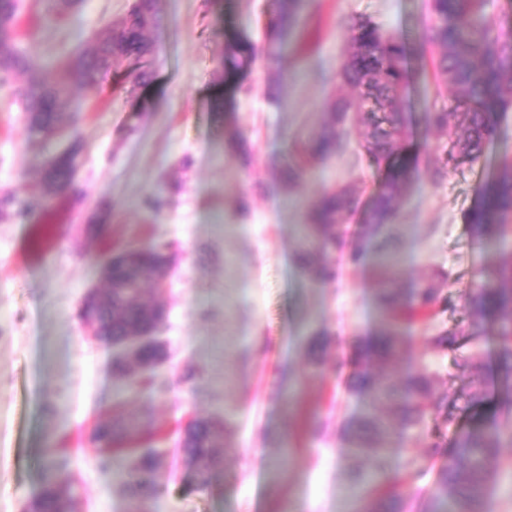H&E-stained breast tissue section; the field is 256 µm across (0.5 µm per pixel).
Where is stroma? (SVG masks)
<instances>
[{"label":"stroma","instance_id":"stroma-1","mask_svg":"<svg viewBox=\"0 0 512 512\" xmlns=\"http://www.w3.org/2000/svg\"><path fill=\"white\" fill-rule=\"evenodd\" d=\"M130 0H79L42 24L30 60L47 69L55 57L88 48L118 27ZM147 36L156 44L142 66L153 75L139 96L105 82L72 86L66 137L28 138L17 103L21 80L0 87V193L26 200L27 220L0 221V512H25L43 478L45 450L67 452L74 512H129L120 486L128 470L116 457L103 469L93 429L112 414L142 415L158 430L164 492L146 512H365L350 497L352 470L368 458L348 452L346 424L367 396L343 387V373L315 372L338 362L384 326L376 302L375 253L339 262L333 283L308 280L297 233L327 188L351 185L371 197L381 178L351 149L304 166L285 184L283 157L302 163L303 147L323 124L329 103L350 95L337 80L348 40L344 19L363 15L405 37L417 70L409 89L411 132L421 157L442 155L458 130L425 131L426 106H448L455 93L421 54L427 0H304L302 23L276 60L258 56L246 69L225 66L229 42L264 44L269 0H158ZM223 97L215 109V97ZM78 151L75 191L46 199L45 165L53 152ZM512 151V112L478 163L427 167L400 192L390 226L400 293L430 284L453 309L436 324L458 326L466 341L437 349L433 325L404 328L399 358L372 364L400 379L425 359L437 394L456 400L459 427L477 422V388L497 391L493 328L466 304L485 270L501 262L463 220L504 150ZM162 202L147 209L148 198ZM109 212L104 232L85 234L96 208ZM154 242L173 246L172 270L159 298L168 310L161 336L171 357L157 369L158 389H134L113 367L112 348L88 336L78 317L85 294L100 284L111 250ZM224 421L223 470L205 491L186 493L191 467L181 448L196 418ZM384 475L402 512H426L442 456L411 479L405 465L422 450L406 437L388 440ZM486 486L489 512H512V444Z\"/></svg>","mask_w":512,"mask_h":512}]
</instances>
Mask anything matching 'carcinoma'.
I'll return each instance as SVG.
<instances>
[{
	"label": "carcinoma",
	"mask_w": 512,
	"mask_h": 512,
	"mask_svg": "<svg viewBox=\"0 0 512 512\" xmlns=\"http://www.w3.org/2000/svg\"><path fill=\"white\" fill-rule=\"evenodd\" d=\"M300 0H274L267 23L266 52L277 55L298 22ZM483 0H431V23L423 29L424 46L437 52L433 66L445 84L456 88L459 96L447 107L426 110L425 123L430 128H459L462 137L453 141L442 156L433 160L439 175L448 162L476 163L483 156L486 143L498 132L503 116L512 108V21L493 20L481 15ZM157 16V0H133L115 29L101 32L91 47L60 62V76L47 82L32 69L23 45L19 0H0V84L23 78L20 91L22 109L26 112L28 135L49 137L64 128L65 105L70 86L76 82L98 86L112 73V65L120 59L139 60L153 52V44L145 37L144 20ZM348 47L336 78L353 94L350 100L339 99L329 105L328 118L315 137L305 146L307 160L323 161L344 152L349 144L346 112L355 110L364 128L362 149L371 167L382 178L379 191L368 208H363L360 195L352 186L325 192L310 209V223L300 225L303 237L319 252L323 260L311 263L301 258L302 268L316 283L327 284L336 277L334 256L343 252V233L337 229L343 218L360 211L367 220L359 235V243L348 254L352 263L359 262L365 248L379 244L377 252L392 251L389 241L378 243L384 226L391 223L394 202L400 189L419 167V154L409 144L406 90L414 78L409 66V49L401 36L384 33L370 20L351 15L346 19ZM257 55L256 46L240 40L226 47V57L234 68L247 67ZM77 167V152L70 150L54 158L46 171V192L72 189ZM28 205L16 195L0 196V221L26 217ZM483 239L486 248L505 251L512 241V155L504 154L491 179L480 189L478 203L463 215ZM165 246L152 245L146 253H137L139 267L127 269L121 263L112 272V290L96 308L101 324V340L107 344L155 324L147 310L130 297L126 285L137 273L167 261ZM439 303L437 290L424 286L412 292L405 301L397 297L392 280L382 278L379 305L387 327L376 336L354 345L340 363L349 369L347 389H355L369 397V411L349 424L357 439L349 448L353 456H366L373 465L357 472L352 486L363 495L376 492L369 512H397V501L382 489L381 469L389 451L386 442L400 432L429 448L444 444L443 424L428 420L424 401L433 394L434 376L422 366L413 368L398 384L388 377H377L369 369L373 362L386 363L401 351V324L418 312L433 309ZM483 319L496 321L495 337L499 351L497 371L506 394L512 393V319L501 318L512 311V257L489 270L474 296L467 300ZM438 347L456 350L463 346L460 331L446 328L432 337ZM119 372L129 376L133 388L154 387L157 379L144 376L125 366ZM390 404L394 417L377 409ZM511 402L494 408L491 416L474 426L455 433L448 446L447 459L441 466L437 491L429 512H440L439 502L450 501L449 512H487L485 487L495 464L498 448L505 433L501 417L508 415ZM146 423L137 416L117 415L97 436L99 459L112 463V445L139 434ZM224 424L217 418L200 419L188 426L182 439L185 456L194 467V477L186 492L208 488L223 465L220 444ZM66 460L53 454L46 465L40 490L32 498L33 512H61L60 490L73 498L72 488L62 474ZM159 458L153 451L138 456L132 473L123 481V492L132 512H143L142 506L152 500L158 485L155 475Z\"/></svg>",
	"instance_id": "1"
}]
</instances>
